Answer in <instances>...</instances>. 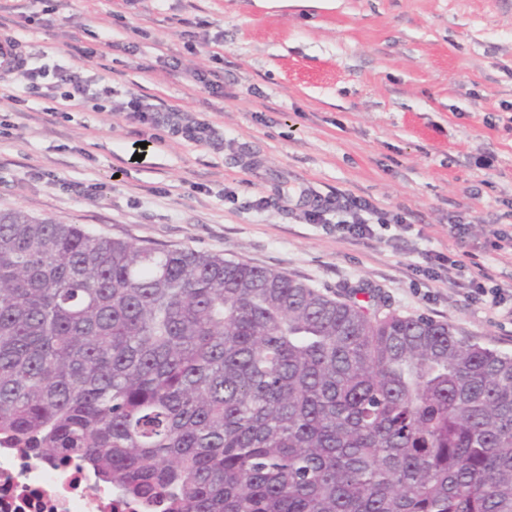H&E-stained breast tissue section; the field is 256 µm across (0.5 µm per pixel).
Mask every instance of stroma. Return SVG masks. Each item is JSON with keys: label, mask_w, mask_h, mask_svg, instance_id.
<instances>
[{"label": "stroma", "mask_w": 512, "mask_h": 512, "mask_svg": "<svg viewBox=\"0 0 512 512\" xmlns=\"http://www.w3.org/2000/svg\"><path fill=\"white\" fill-rule=\"evenodd\" d=\"M0 17L41 63L78 61L96 33L117 44L86 64L112 87L100 105L20 111L16 77H0V211L219 254L331 294L366 288L379 315L512 351V253L488 236L512 233V0H0ZM198 71L221 73L223 94L188 81ZM131 91L209 124L213 140L126 119ZM309 193L366 197L408 226L341 237L337 214L306 222ZM469 273L504 289L499 308L461 289Z\"/></svg>", "instance_id": "1"}]
</instances>
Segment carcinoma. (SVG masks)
Returning a JSON list of instances; mask_svg holds the SVG:
<instances>
[{
    "mask_svg": "<svg viewBox=\"0 0 512 512\" xmlns=\"http://www.w3.org/2000/svg\"><path fill=\"white\" fill-rule=\"evenodd\" d=\"M0 444L162 512H512V353L5 210Z\"/></svg>",
    "mask_w": 512,
    "mask_h": 512,
    "instance_id": "carcinoma-1",
    "label": "carcinoma"
}]
</instances>
